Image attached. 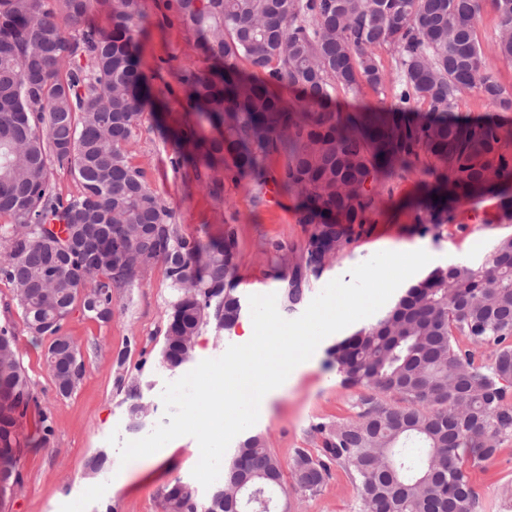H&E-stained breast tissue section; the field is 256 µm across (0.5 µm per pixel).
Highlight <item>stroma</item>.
<instances>
[{"label":"stroma","mask_w":512,"mask_h":512,"mask_svg":"<svg viewBox=\"0 0 512 512\" xmlns=\"http://www.w3.org/2000/svg\"><path fill=\"white\" fill-rule=\"evenodd\" d=\"M145 15L136 36L140 71L149 79L161 108L146 113L131 147L133 164L143 169L151 187L166 201L182 233L201 239L219 236L226 222H236L238 256L234 288L240 300L253 293H281L276 265L267 251L271 242L292 247L304 243L307 232L297 222L294 196L258 194L252 182H225L213 194L206 169H195L194 142L176 150L167 130L196 125L205 139L218 138L217 129L197 125L188 112L186 74H209L212 60L198 45V36L166 8V0H140ZM498 16L483 0L475 20L482 63L498 82L512 90V62L497 50ZM377 56L389 79L374 88L361 85L358 93H336L327 104L330 112L380 111L394 101L396 55L382 47ZM431 176L423 168L398 172L377 187L376 206L363 232L354 233L341 252L307 292L315 297L331 280L347 277L356 265L380 251L425 250L432 266L479 262L501 237L512 236V215L502 208V197L484 195L455 202L456 223L440 228L426 224L425 187ZM173 290L162 264L143 273L134 287L114 293V313L102 322L74 312L64 329L77 346L85 372L66 396L57 393L46 365L51 337H33L14 290L0 280V327L9 326L37 402L30 422L47 414L53 433L46 445L27 449L21 457L22 484L10 497L9 512H163L162 489L173 482L194 484L192 470L200 457L197 441L189 436L169 442L164 462L143 457L121 464L117 448L108 442L111 433L120 441L142 438L165 419L161 393L167 382L191 371L192 364L176 370L161 363L165 312ZM325 338L321 355L259 418L252 433L261 435L283 466H291L298 449L316 452L310 433L319 421L351 419L358 389L343 386L335 368L328 365ZM147 409L140 425H133L130 408ZM105 455L103 470L94 472L90 461ZM323 490L309 494L286 486L277 493V508L290 512H361L357 487L349 473L333 468ZM470 476L479 493L477 512H512V439L503 441L492 459L472 466Z\"/></svg>","instance_id":"1"}]
</instances>
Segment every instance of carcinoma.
<instances>
[{
	"mask_svg": "<svg viewBox=\"0 0 512 512\" xmlns=\"http://www.w3.org/2000/svg\"><path fill=\"white\" fill-rule=\"evenodd\" d=\"M92 0H0V278L10 283L33 336L49 335L46 364L57 392L70 394L84 373L77 346L63 333L79 306L112 319L113 290L134 285L162 263L174 295L166 311L163 364L188 361L201 328L230 331L242 314L232 275L238 231L224 224L206 242L183 234L166 202L131 162L130 147L151 102L139 71V0H98L105 25L67 37ZM500 56L512 61V0H491ZM179 19L203 36L216 66L189 74L187 107L197 123L222 129L204 148L212 191L224 182L267 183V157L285 155L277 183L301 198L304 244H271L288 264L284 303H301L310 278L364 230L375 207L368 185L425 166L427 223H454L448 203L494 193L512 183V128L448 117L476 91L512 111L507 90L481 61L474 27L480 0H173ZM397 54L400 91L390 108L323 112L337 91L385 84L375 49ZM265 74L254 80L237 60ZM286 82L302 99L271 91ZM437 117H408L412 100ZM67 165L82 193L63 199L49 178ZM438 195L433 200L432 195ZM56 224L58 231L49 229ZM493 349L492 362L458 338ZM345 386L363 389L352 420L311 427L316 455L297 452L295 487L317 493L346 469L363 512H475L468 466L490 459L512 437V237L497 240L481 263L431 269L382 319L329 348ZM34 403L14 336L0 328V502L20 484L23 451L52 434ZM280 460L259 435L242 440L224 485L204 512H253L283 490ZM164 512H198L194 490L177 481L163 493Z\"/></svg>",
	"mask_w": 512,
	"mask_h": 512,
	"instance_id": "1",
	"label": "carcinoma"
}]
</instances>
